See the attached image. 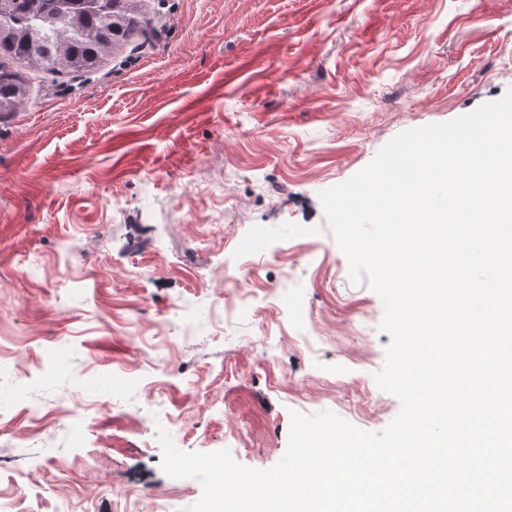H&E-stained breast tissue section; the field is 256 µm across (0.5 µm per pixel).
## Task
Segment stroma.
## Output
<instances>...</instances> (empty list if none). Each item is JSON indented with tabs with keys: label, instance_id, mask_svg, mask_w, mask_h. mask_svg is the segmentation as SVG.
Returning <instances> with one entry per match:
<instances>
[{
	"label": "stroma",
	"instance_id": "obj_1",
	"mask_svg": "<svg viewBox=\"0 0 512 512\" xmlns=\"http://www.w3.org/2000/svg\"><path fill=\"white\" fill-rule=\"evenodd\" d=\"M143 9L94 71L19 65L0 118V512H182L162 428L255 469L294 410L383 430V305L318 193L512 88V0Z\"/></svg>",
	"mask_w": 512,
	"mask_h": 512
}]
</instances>
